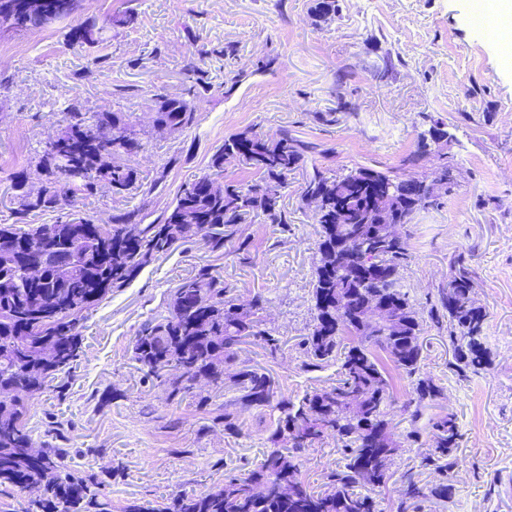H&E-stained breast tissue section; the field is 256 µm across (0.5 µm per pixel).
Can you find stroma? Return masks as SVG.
<instances>
[{"mask_svg": "<svg viewBox=\"0 0 512 512\" xmlns=\"http://www.w3.org/2000/svg\"><path fill=\"white\" fill-rule=\"evenodd\" d=\"M473 0H336L320 16L317 0H80L70 17L0 32L17 47L0 54V224L16 223L18 191L37 193L62 177L45 157L50 139L74 112L95 124L98 113H124L140 147L109 161L137 180L116 193L104 180L93 193L71 186L65 209L40 211L28 226L84 220L110 227L113 214L140 210L147 221L168 212L177 194L203 176L244 186L257 180L240 162L211 166L225 137L281 129L313 146L291 174L280 206L288 225H246V252L205 241L146 265L127 286L80 312L83 352L72 368L25 401L35 445L69 449V469L97 482L112 512L130 502L155 508L178 494H201L225 474L244 475L260 462L278 410L242 408L234 391L194 383L184 395L147 380L133 359L141 325L166 314L174 289L209 265L233 297L262 295L266 328L282 343L276 358L243 346L239 363L269 369L280 393L299 401L332 384L335 366L304 368L300 346L313 320L311 282L319 226L302 196L313 171L339 176L356 166L425 178L448 155L454 181L415 213L400 235L411 254L402 285L428 314L447 287L450 259L466 252L474 299L487 314L484 344L493 364L460 377L450 366L447 322L424 325L422 373L440 393L424 419L454 416L460 433L448 481L451 501L423 512H512V55L472 16ZM133 16L132 24L120 17ZM209 87L194 99L188 129H158L157 99L184 94L187 63ZM445 125L439 152L417 155L420 133ZM232 412L229 435L216 418ZM420 448L403 449L381 490L391 512L401 475L421 468ZM333 437L300 453L301 479L312 488L342 463Z\"/></svg>", "mask_w": 512, "mask_h": 512, "instance_id": "obj_1", "label": "stroma"}]
</instances>
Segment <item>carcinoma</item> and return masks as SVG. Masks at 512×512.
<instances>
[{
	"label": "carcinoma",
	"mask_w": 512,
	"mask_h": 512,
	"mask_svg": "<svg viewBox=\"0 0 512 512\" xmlns=\"http://www.w3.org/2000/svg\"><path fill=\"white\" fill-rule=\"evenodd\" d=\"M43 24L41 16L18 8L12 21H0L1 28ZM195 118L191 101L159 97L156 123L177 131L191 126ZM446 139L447 131L433 127L419 136L417 151L423 153ZM139 147L128 132L124 113L101 112L91 128L82 113L74 112L67 130L47 143L45 153L64 179L80 181L89 190L99 176L120 193L134 184V173L120 165L108 167L103 159ZM311 151L312 146L286 129L274 139L231 135L213 155L212 167L222 172L225 161L236 159L259 174L257 183L216 184L202 177L182 190L157 223H143L138 209L112 216V230L105 239L87 236L83 224L70 220L27 230L0 226V394L11 395L0 399V485L40 488L29 512H108L107 502L67 470V452L35 449L23 423L19 395L44 388L82 353L71 317L109 290L129 284L156 257L199 234L212 251L219 252L235 240L238 247L247 246L241 232L252 218L287 228L279 205L281 191L288 175L304 166ZM453 169L445 156L429 181L364 166L336 178L314 171L304 195L318 198L321 242L312 281L313 324L303 340L305 366L315 370L337 365L336 383L305 394L296 404L276 397V382L265 369L243 366L231 374L228 380L239 392L241 405L265 408L274 403L280 410L277 427L267 438L271 448L246 476H227L224 485L204 495H177L164 512H380L376 498L359 490L360 483L382 487L394 457L415 447L421 438L419 431L412 430L400 444L394 443L390 368L416 378V397L401 406L402 414L414 423L422 417L423 401L436 396L438 387L420 376L423 322L401 288V270L410 258L406 242L379 232L388 224L411 223L418 209L433 202L436 184L453 182ZM15 189L20 191L16 215L21 220L33 211L58 210L65 202V193L54 186L35 197L19 185ZM48 231L76 243L79 258L74 263L65 250L45 252V277L39 287L29 288L14 265L16 255L25 253L27 245L37 246ZM450 267L448 289L429 315L436 322L448 317L454 367L464 376L489 368L490 354L483 345L485 321L472 315L473 273L461 255L451 260ZM390 286L404 308L395 328L387 330L364 316L362 304L386 298ZM230 293L224 278L201 267L174 290L168 315L141 326L133 359L161 383L165 371L179 370L170 382L171 394L177 395L202 376L224 387V366L235 361L241 345L250 339L259 340L266 354L275 356L280 340L259 316L261 297L243 308ZM46 346L59 352L50 367L38 365ZM429 434L430 451L421 458L420 467L440 479L425 487L413 471L405 472L396 512H420L426 499L446 501L452 496L448 473L454 467L452 448L459 437L455 419L448 415L432 420ZM326 435L336 438L344 463L315 491L299 478L293 458ZM254 483L267 485L270 494L253 496Z\"/></svg>",
	"instance_id": "1"
}]
</instances>
